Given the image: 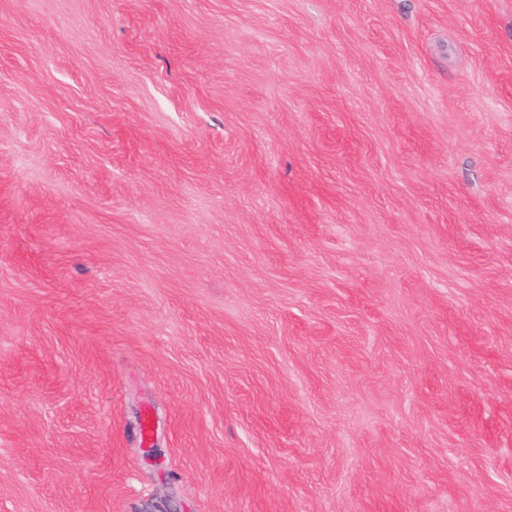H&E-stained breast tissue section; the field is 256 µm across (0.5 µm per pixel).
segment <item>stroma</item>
I'll list each match as a JSON object with an SVG mask.
<instances>
[{
  "instance_id": "35a3bbf8",
  "label": "stroma",
  "mask_w": 512,
  "mask_h": 512,
  "mask_svg": "<svg viewBox=\"0 0 512 512\" xmlns=\"http://www.w3.org/2000/svg\"><path fill=\"white\" fill-rule=\"evenodd\" d=\"M0 512H512V0H0Z\"/></svg>"
}]
</instances>
